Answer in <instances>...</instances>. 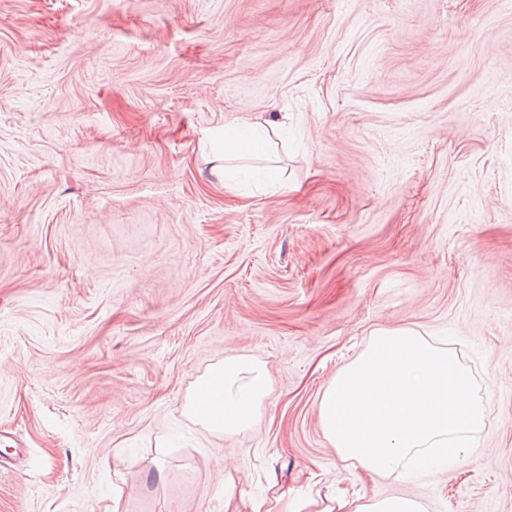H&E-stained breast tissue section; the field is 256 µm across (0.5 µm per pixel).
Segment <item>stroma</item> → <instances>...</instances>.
Returning <instances> with one entry per match:
<instances>
[{"label": "stroma", "mask_w": 512, "mask_h": 512, "mask_svg": "<svg viewBox=\"0 0 512 512\" xmlns=\"http://www.w3.org/2000/svg\"><path fill=\"white\" fill-rule=\"evenodd\" d=\"M282 114L281 187L225 190L219 130ZM403 327L486 425L372 478L319 400ZM228 355L233 435L184 409ZM0 431V512H512V0H0ZM267 386L262 365L246 358L227 357L198 380L187 409L214 430L239 433L255 424ZM344 512H420L419 505L407 497H385Z\"/></svg>", "instance_id": "35a3bbf8"}]
</instances>
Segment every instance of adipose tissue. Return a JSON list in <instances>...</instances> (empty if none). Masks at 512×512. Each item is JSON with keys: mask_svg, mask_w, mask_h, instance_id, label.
Listing matches in <instances>:
<instances>
[{"mask_svg": "<svg viewBox=\"0 0 512 512\" xmlns=\"http://www.w3.org/2000/svg\"><path fill=\"white\" fill-rule=\"evenodd\" d=\"M287 120L225 126L220 134L223 159L266 155L275 132L287 130ZM268 386L264 367L241 357H228L196 383L187 408L212 429L234 434L251 428L256 421Z\"/></svg>", "mask_w": 512, "mask_h": 512, "instance_id": "obj_1", "label": "adipose tissue"}]
</instances>
